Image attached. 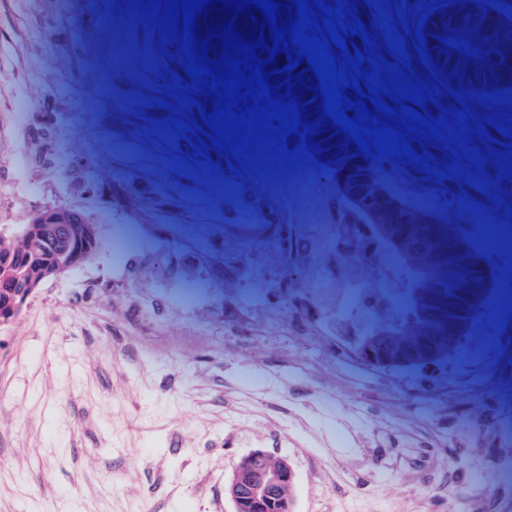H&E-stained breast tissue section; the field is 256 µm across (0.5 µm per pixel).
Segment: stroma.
<instances>
[{"mask_svg": "<svg viewBox=\"0 0 512 512\" xmlns=\"http://www.w3.org/2000/svg\"><path fill=\"white\" fill-rule=\"evenodd\" d=\"M177 49L134 23L126 0H0V222L62 202L103 239L0 328V512H232L224 482L256 448L292 463L294 512H512V362L469 367L486 337L512 347V309L489 299L437 367L379 370L274 324L234 328L229 310L261 305L267 267L232 299L223 268L178 256L202 290L192 305L146 281L171 244L223 257L224 225L261 191L226 197L224 151H211L213 170L189 166L191 146L158 127L169 111L154 101L183 71ZM443 108L468 115L490 187L399 160L379 171L478 240L512 208L500 170L512 138L475 128L512 106L446 93L426 105ZM135 223L141 241L119 263L117 227Z\"/></svg>", "mask_w": 512, "mask_h": 512, "instance_id": "stroma-1", "label": "stroma"}]
</instances>
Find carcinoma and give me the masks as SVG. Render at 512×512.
Segmentation results:
<instances>
[{"label": "carcinoma", "instance_id": "obj_1", "mask_svg": "<svg viewBox=\"0 0 512 512\" xmlns=\"http://www.w3.org/2000/svg\"><path fill=\"white\" fill-rule=\"evenodd\" d=\"M443 7L429 15L422 34L428 53L426 60L435 65L433 72L441 82L463 95L492 93L512 88V14L475 0H440ZM207 13L196 18L195 35L203 40L208 25L231 21L233 13L214 5L205 7ZM210 24H205V21ZM451 37L468 42L477 55L458 51L440 41ZM303 61L293 73H302L303 83L295 84L293 96L300 97L301 106H310L309 117L324 121L319 115L323 98L311 101L316 92L305 89L318 86V78L307 70ZM340 127L327 123L307 135L306 144H316L314 152L320 167L328 168L331 183L340 204L347 208L366 229L365 239L371 245L366 263L383 257H393L399 263L397 280L400 283L398 300L392 308L390 324L398 336H415L425 327L414 293L420 297L448 295L462 282L448 277L452 265L464 273L472 257L486 259L485 252L475 244L461 224L448 223V216L437 210L417 208L395 193L380 175L376 160L363 154L357 144L345 145L347 134ZM435 249L443 250V258L432 266L423 259Z\"/></svg>", "mask_w": 512, "mask_h": 512}]
</instances>
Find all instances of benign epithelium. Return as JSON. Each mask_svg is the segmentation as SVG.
Masks as SVG:
<instances>
[{
	"instance_id": "obj_1",
	"label": "benign epithelium",
	"mask_w": 512,
	"mask_h": 512,
	"mask_svg": "<svg viewBox=\"0 0 512 512\" xmlns=\"http://www.w3.org/2000/svg\"><path fill=\"white\" fill-rule=\"evenodd\" d=\"M28 236L34 242L65 256V264L57 271L60 277L83 265L87 253L74 251L73 242L80 240L74 225L60 224L44 215L38 224H18L0 229L1 238L21 239ZM489 278L485 263L470 265L464 287L446 297L424 300V314L428 326L418 336L400 341L391 336L387 324L365 337L361 356L371 367L391 369L434 366L440 363L446 349L459 339L466 322L460 320L463 309L474 314L470 305L484 293ZM45 274L32 266L31 260H21L13 253L0 255V280L7 287L0 289V327L15 322L28 305L33 294L44 284ZM295 479V471L288 459L275 457L264 449H255L244 455L233 469L224 493L232 503L233 512H252L253 505L268 501L280 506L281 512H293L288 489Z\"/></svg>"
}]
</instances>
